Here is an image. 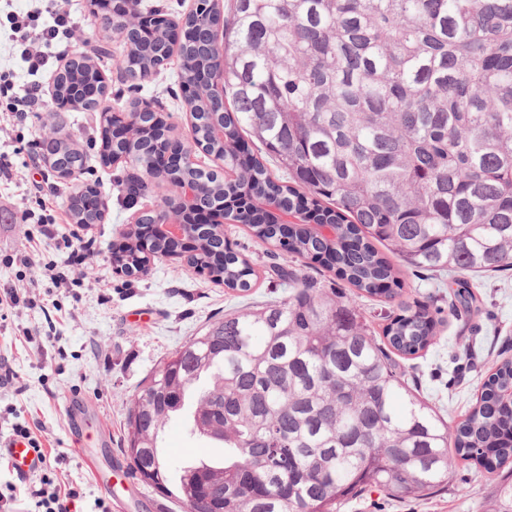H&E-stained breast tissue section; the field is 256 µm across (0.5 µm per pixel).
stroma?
<instances>
[{
	"label": "stroma",
	"mask_w": 512,
	"mask_h": 512,
	"mask_svg": "<svg viewBox=\"0 0 512 512\" xmlns=\"http://www.w3.org/2000/svg\"><path fill=\"white\" fill-rule=\"evenodd\" d=\"M89 4L74 0L77 13L86 18L81 38L112 57L101 68L108 86L102 109L120 114L133 101L150 104L153 111L167 112L171 138L192 140L184 92L176 78L179 57H171L152 79L131 87L122 71L127 43L94 27ZM29 7V0H0V73L12 75L19 86L33 77L21 58V46L11 38V18ZM99 128V112L78 111L49 99L26 123L0 132V152L12 163L11 179L0 180V291L12 288L21 297L18 305L0 304V359H7L17 375L11 384L0 385V436L8 437L19 423L34 425L60 484L81 492L76 512H92L100 492L75 449L65 410L68 398L81 393L94 405L88 430L100 434L99 454L112 465L114 482L123 487L112 512H182L174 499L132 477L124 451L128 412L160 361L209 321L252 302L286 298L289 288L274 275L276 265L347 295L374 333H381L399 309L351 293L333 272L285 249L260 244L244 225L231 221L225 223L224 235L232 248L250 259L257 274L246 295L213 283L182 257L152 259L148 272L137 277L118 272L113 244L142 212L154 209L157 199L148 194L136 205L127 204L124 180L133 168L121 161L102 162L96 145ZM54 129L71 135L84 152L85 167L77 180L59 178L46 164L33 166V157ZM87 184L97 188L105 210L99 223L83 227L72 222L70 202ZM42 197L50 199L58 218L46 229L30 216ZM76 239L90 246L93 260L77 270L72 284L55 286L43 269L62 262L68 241ZM19 254L29 255L30 265L16 262ZM464 279L476 296L475 314L446 318L424 356L400 363L409 382L449 422L469 410L496 364L512 358V268L484 276L468 273ZM408 283L407 301L433 310L447 308L448 275L420 269L410 274ZM163 435L171 469H178L187 456L209 458L217 453L185 436L176 422H168ZM494 493L491 480L455 463L447 486L428 498L395 500L373 491L350 499L340 512H484Z\"/></svg>",
	"instance_id": "stroma-1"
}]
</instances>
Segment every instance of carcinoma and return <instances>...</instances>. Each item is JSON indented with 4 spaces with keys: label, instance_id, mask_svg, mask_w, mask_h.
Listing matches in <instances>:
<instances>
[{
    "label": "carcinoma",
    "instance_id": "carcinoma-1",
    "mask_svg": "<svg viewBox=\"0 0 512 512\" xmlns=\"http://www.w3.org/2000/svg\"><path fill=\"white\" fill-rule=\"evenodd\" d=\"M192 15L194 37L178 53L188 106L204 114L193 130L203 151L224 156L239 180L194 165L169 182L203 183L200 202L245 195L253 238L314 260L358 293L399 298L409 270L484 274L512 267V0H211ZM123 73L161 67L172 42L159 24L146 37L124 25ZM224 51V95L197 84L215 46ZM71 63L56 96L89 109L83 91L100 81L98 61ZM99 134L102 158L155 164L168 128L142 112L131 140ZM259 142L287 170L279 183L242 146ZM61 165L84 167L66 137L46 145ZM73 223L102 219L72 198ZM112 257L130 276L176 247L130 227ZM190 267L232 291L251 290L255 270L210 225L193 237ZM283 300L249 305L210 322L145 380L126 421L132 476L181 503L185 512H339L376 488L419 499L448 483L451 457L497 476L486 512H512V359L488 375L470 411L445 421L395 371L415 359L444 319L403 306L374 336L336 289L296 271ZM449 314L472 312L457 283ZM195 401L190 433L224 443V462L185 469L177 491L158 446L162 426ZM224 490L215 498L212 491Z\"/></svg>",
    "mask_w": 512,
    "mask_h": 512
}]
</instances>
